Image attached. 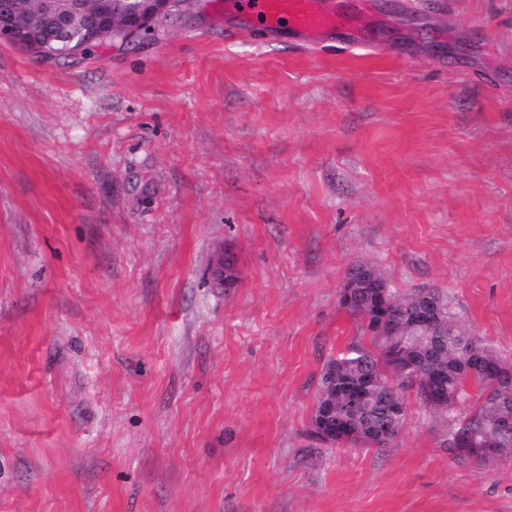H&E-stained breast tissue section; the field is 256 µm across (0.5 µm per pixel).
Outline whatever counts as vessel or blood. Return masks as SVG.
I'll list each match as a JSON object with an SVG mask.
<instances>
[{
    "label": "vessel or blood",
    "instance_id": "b4317fda",
    "mask_svg": "<svg viewBox=\"0 0 512 512\" xmlns=\"http://www.w3.org/2000/svg\"><path fill=\"white\" fill-rule=\"evenodd\" d=\"M224 12L248 27L272 34L286 31L311 46L344 32L351 22L334 0H224Z\"/></svg>",
    "mask_w": 512,
    "mask_h": 512
}]
</instances>
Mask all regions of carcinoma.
Instances as JSON below:
<instances>
[{
  "mask_svg": "<svg viewBox=\"0 0 512 512\" xmlns=\"http://www.w3.org/2000/svg\"><path fill=\"white\" fill-rule=\"evenodd\" d=\"M23 10L37 30L26 50L41 54L56 35L47 27L43 0H23ZM433 300L437 328L416 324L414 312L422 297ZM339 306L356 325V333L323 366L315 408L325 425L336 428V446L384 448L406 423L405 393L391 397L390 388L402 383L420 405L441 416L448 448L458 460L479 471L494 463V454L512 447V384L500 377L512 374V362L502 358L481 336L459 320L448 294L435 288L402 292L388 286L387 321L362 295ZM359 391L362 403L348 408L347 399Z\"/></svg>",
  "mask_w": 512,
  "mask_h": 512,
  "instance_id": "carcinoma-1",
  "label": "carcinoma"
}]
</instances>
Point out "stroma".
<instances>
[{
    "label": "stroma",
    "instance_id": "35a3bbf8",
    "mask_svg": "<svg viewBox=\"0 0 512 512\" xmlns=\"http://www.w3.org/2000/svg\"><path fill=\"white\" fill-rule=\"evenodd\" d=\"M372 2L371 52L219 0L80 63L0 39V512H512L417 403L310 434L355 263L512 361V0Z\"/></svg>",
    "mask_w": 512,
    "mask_h": 512
}]
</instances>
